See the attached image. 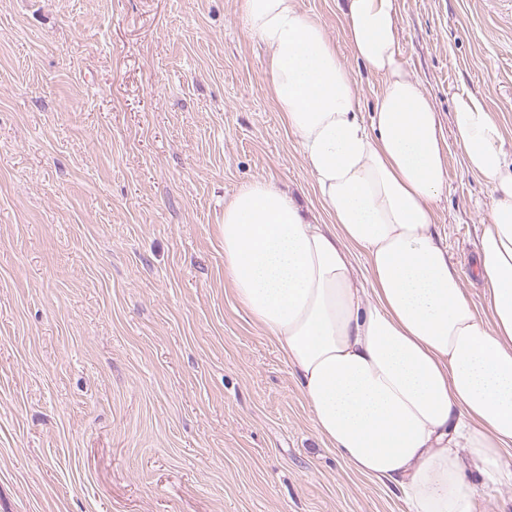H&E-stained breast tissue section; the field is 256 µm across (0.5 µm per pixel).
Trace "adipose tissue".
Returning a JSON list of instances; mask_svg holds the SVG:
<instances>
[{
  "instance_id": "1",
  "label": "adipose tissue",
  "mask_w": 512,
  "mask_h": 512,
  "mask_svg": "<svg viewBox=\"0 0 512 512\" xmlns=\"http://www.w3.org/2000/svg\"><path fill=\"white\" fill-rule=\"evenodd\" d=\"M396 15L397 0H344V37L383 80L365 115L298 0H243L244 27L268 50L270 91L332 221L308 220L271 182L244 185L224 205V276L350 468L400 491L409 512H473L468 467L512 483V160L484 100L458 96L455 141L491 185L477 241L484 318L435 232L446 154L437 114L400 60Z\"/></svg>"
}]
</instances>
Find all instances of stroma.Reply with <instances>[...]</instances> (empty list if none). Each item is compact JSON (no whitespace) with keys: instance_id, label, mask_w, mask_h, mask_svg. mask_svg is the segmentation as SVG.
<instances>
[{"instance_id":"stroma-1","label":"stroma","mask_w":512,"mask_h":512,"mask_svg":"<svg viewBox=\"0 0 512 512\" xmlns=\"http://www.w3.org/2000/svg\"><path fill=\"white\" fill-rule=\"evenodd\" d=\"M342 0H299L370 112ZM439 116L436 232L486 289L490 186L452 132L482 98L512 154V0H397ZM276 183L325 224L241 0H0V512H407L317 436L224 276V202Z\"/></svg>"}]
</instances>
